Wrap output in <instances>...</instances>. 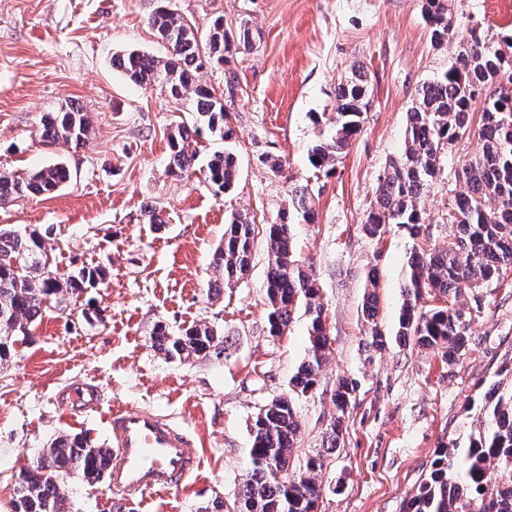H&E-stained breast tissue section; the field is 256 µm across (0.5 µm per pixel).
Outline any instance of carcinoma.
<instances>
[{
  "label": "carcinoma",
  "mask_w": 512,
  "mask_h": 512,
  "mask_svg": "<svg viewBox=\"0 0 512 512\" xmlns=\"http://www.w3.org/2000/svg\"><path fill=\"white\" fill-rule=\"evenodd\" d=\"M430 40L441 47L452 36L448 0H424ZM149 24L167 50L155 57L130 50L112 57V66L136 85L162 84L175 99L194 94L199 122L214 136L229 142L235 132L227 123L224 100L201 83L205 66L224 69L228 93L238 87L235 72L224 68L232 47L251 45L249 30L238 36L216 17L205 38L180 14L162 9ZM482 104L477 137L480 150L461 169L466 190L448 210L452 228L448 244L414 250L408 259V277L397 335L413 338L422 348L435 350L452 366L466 353L472 313L457 304L465 288H480L499 280L512 268V35L495 41L472 30L459 44L448 69L424 82L407 113L403 153L392 160L380 178L374 205L362 225L364 233L379 238L387 226L400 224L414 237L424 224L420 199L437 178L440 158L470 132L475 105ZM368 100L364 76L340 82L336 107L330 118L332 131L310 150L314 169L328 175L337 159L360 132ZM90 119L83 108L71 105L49 112L41 119V140L47 146L86 145ZM188 129L178 125L169 136V170L191 171L197 161ZM208 181L217 196L229 192L237 178V159L229 147L213 153L206 162ZM69 179L59 162L45 166L27 178L0 171V200L14 196L44 195L57 191ZM293 203L303 221L314 220L307 188L294 190ZM256 224L243 213H234L225 225L224 239L212 257L213 273L224 284L247 272ZM268 274V325L272 337L280 336L292 322L297 308L308 321L307 354L289 380L288 394L258 408L251 423L252 470L234 509L237 512H318L323 489L316 472L323 457L312 456L306 469L290 476L293 449L300 434L294 398L305 396L318 385L327 363L329 337L327 313L310 273L295 259L288 213L266 225ZM19 258L26 270L15 273L8 261ZM104 272L82 267L65 282L50 276L41 260L37 233L0 227V359L11 354L18 341L30 337V328L42 318L51 302L66 291L82 293L102 282ZM364 315L376 322V276H368ZM435 304H430V301ZM153 345L170 359L188 361L200 356L224 354L221 331L206 324L170 335L157 325ZM479 408L471 417L466 439L453 438L442 446L429 474L404 505L403 512H512V357L505 356ZM356 385L341 379L332 394L336 417L329 436L337 440L345 415L350 412ZM109 449L95 447L81 435L52 441L36 465L22 475L15 512H69L63 491L66 478L76 473L90 483L106 474Z\"/></svg>",
  "instance_id": "1"
}]
</instances>
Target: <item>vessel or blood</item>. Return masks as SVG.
<instances>
[{"label": "vessel or blood", "mask_w": 512, "mask_h": 512, "mask_svg": "<svg viewBox=\"0 0 512 512\" xmlns=\"http://www.w3.org/2000/svg\"><path fill=\"white\" fill-rule=\"evenodd\" d=\"M59 397L78 410L99 402L97 387L89 383L69 385ZM107 425L113 445L107 477L127 498L170 491L200 463L196 442L155 411L114 406L107 414Z\"/></svg>", "instance_id": "obj_1"}]
</instances>
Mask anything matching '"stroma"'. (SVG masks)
Returning <instances> with one entry per match:
<instances>
[{
    "instance_id": "1",
    "label": "stroma",
    "mask_w": 512,
    "mask_h": 512,
    "mask_svg": "<svg viewBox=\"0 0 512 512\" xmlns=\"http://www.w3.org/2000/svg\"><path fill=\"white\" fill-rule=\"evenodd\" d=\"M206 34L215 17L230 31L248 28L253 45L227 56L239 85L225 95L224 71L203 83L225 96L239 178L215 196L208 157L224 143L195 137L192 174L168 170L175 124L194 127L191 96L176 101L157 86H136L112 67L115 53L165 50L150 16L160 4ZM424 0H0V170L20 176L57 162L70 180L51 197L0 201V225L39 230L60 278L101 268L99 287L64 296L28 341L0 362V512H13L20 475L61 435L110 446L111 404L152 409L196 441L200 465L177 489L129 507L108 482L68 480L72 512H211L232 506L251 468L249 426L257 408L286 394L304 359L307 319L295 313L279 337L267 323L265 224L287 214L296 259L315 279L327 312L328 361L315 391L295 402L300 436L291 469L302 473L323 456L317 474L321 512H402L440 447L457 437L470 404L480 403L504 355L512 354V269L501 282L463 291L479 309L469 348L455 365L438 352L399 339L407 260L418 247L446 245L448 210L465 185L458 174L478 150L463 136L440 160L420 200L419 237L390 225L382 238L362 225L391 158L404 149L406 117L421 84L443 72L460 41L477 28L512 32V0H451L454 39L434 47ZM367 79L370 106L360 132L331 174L315 170L309 152L336 105V88L356 70ZM78 102L91 119L81 148L41 141L43 113ZM278 159L272 172L263 157ZM307 187L314 223L291 209V190ZM157 209L162 229L149 224ZM243 212L260 229L249 271L232 286L211 266L230 215ZM375 272L376 323L363 315L367 274ZM171 331L207 324L225 338L221 357L181 363L152 345L157 324ZM387 337L368 353L372 326ZM357 384L338 442L327 428L339 378ZM98 385L102 402L79 413L61 404L66 385Z\"/></svg>"
}]
</instances>
